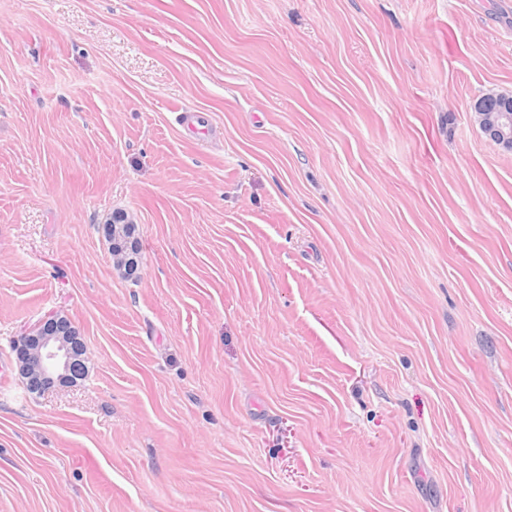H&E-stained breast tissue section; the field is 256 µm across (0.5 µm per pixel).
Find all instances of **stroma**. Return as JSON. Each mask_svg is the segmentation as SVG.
<instances>
[{
	"label": "stroma",
	"instance_id": "35a3bbf8",
	"mask_svg": "<svg viewBox=\"0 0 512 512\" xmlns=\"http://www.w3.org/2000/svg\"><path fill=\"white\" fill-rule=\"evenodd\" d=\"M510 90L512 0H0V512H512ZM474 112L488 138L512 150V93L487 94L474 105ZM108 235L112 238L114 245L110 249V254L116 263L117 267L123 268L131 272L136 264L134 258L135 254L128 251L122 243L126 239L134 238L135 229L131 227L129 221L125 220L123 216L112 217L108 223ZM56 313L45 315L18 339L22 353V342L33 340V345L21 356L20 372L26 383L31 381L33 390L41 393L57 386L76 383L83 379L80 367H86V350L76 327L71 336L56 334Z\"/></svg>",
	"mask_w": 512,
	"mask_h": 512
}]
</instances>
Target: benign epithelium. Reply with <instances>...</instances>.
<instances>
[{
	"instance_id": "obj_1",
	"label": "benign epithelium",
	"mask_w": 512,
	"mask_h": 512,
	"mask_svg": "<svg viewBox=\"0 0 512 512\" xmlns=\"http://www.w3.org/2000/svg\"><path fill=\"white\" fill-rule=\"evenodd\" d=\"M477 121L495 144L512 150V93L487 94L475 105ZM56 314L50 313L30 327L18 342L33 341L21 356L20 372L33 390L41 393L81 379L79 368L86 366V350L79 331L56 334Z\"/></svg>"
}]
</instances>
